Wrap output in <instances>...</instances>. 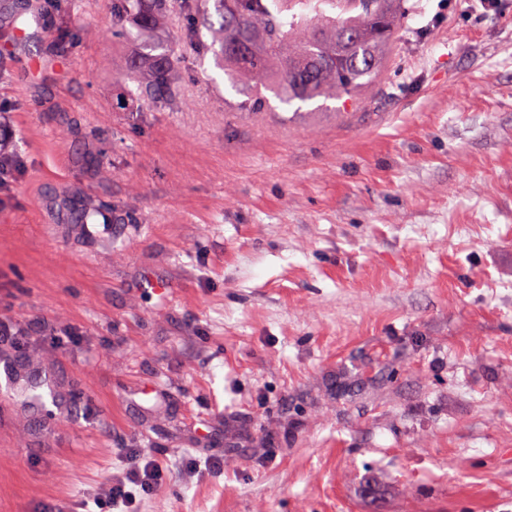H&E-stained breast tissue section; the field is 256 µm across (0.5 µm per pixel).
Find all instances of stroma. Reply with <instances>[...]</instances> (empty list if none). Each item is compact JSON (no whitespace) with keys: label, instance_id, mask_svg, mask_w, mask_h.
Here are the masks:
<instances>
[{"label":"stroma","instance_id":"stroma-1","mask_svg":"<svg viewBox=\"0 0 512 512\" xmlns=\"http://www.w3.org/2000/svg\"><path fill=\"white\" fill-rule=\"evenodd\" d=\"M405 6L360 101L303 106L359 125L307 129L190 54L176 111H116L111 0H0V323L72 399L0 387V512H94L132 448L138 512H512V0ZM67 219L72 224H85V228L89 229V225L109 226L112 224V206L99 205L86 202H72L67 200ZM127 472L122 480L116 481L108 491L107 499L112 509L118 512H133L129 510L137 501L150 495L162 480L163 466L144 451L130 456Z\"/></svg>","mask_w":512,"mask_h":512}]
</instances>
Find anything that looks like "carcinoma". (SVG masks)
<instances>
[{"mask_svg": "<svg viewBox=\"0 0 512 512\" xmlns=\"http://www.w3.org/2000/svg\"><path fill=\"white\" fill-rule=\"evenodd\" d=\"M219 25L208 0H181L185 23L168 31L170 0H112V18L128 22L139 46L132 70L138 90L155 103L177 105L184 54H212L232 88L245 96L241 107L261 110L271 91L289 105L316 99H355L375 83L401 25L404 0H215ZM349 30L345 46L337 35ZM73 224L107 226L112 207L67 201ZM50 389L42 378H25L15 389L23 402L43 406Z\"/></svg>", "mask_w": 512, "mask_h": 512, "instance_id": "1", "label": "carcinoma"}]
</instances>
